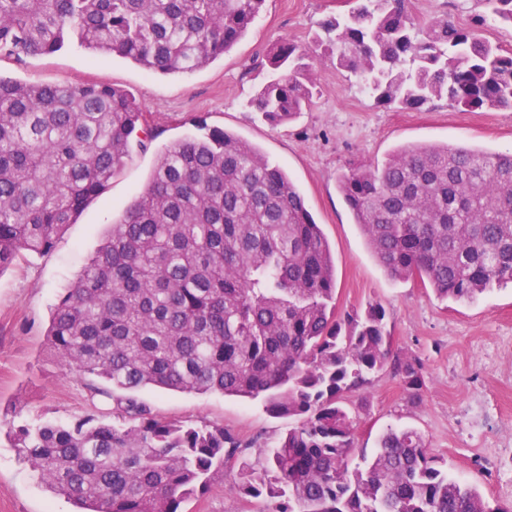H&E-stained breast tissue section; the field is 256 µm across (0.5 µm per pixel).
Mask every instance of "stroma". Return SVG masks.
Instances as JSON below:
<instances>
[{"mask_svg":"<svg viewBox=\"0 0 512 512\" xmlns=\"http://www.w3.org/2000/svg\"><path fill=\"white\" fill-rule=\"evenodd\" d=\"M347 8L346 0H266L261 16L229 53L189 75L151 74L131 60L93 55L75 45L37 58L0 59V76L7 79L126 90L159 130L147 145L132 143L122 171L51 252L27 254L0 270V512H74L70 501L39 480L9 434L39 420L66 424L93 407L111 411L109 399L89 403L88 377L62 369L47 341L50 313L145 187L161 148L202 124L252 143L288 172L336 254L337 311L381 303L393 355L423 365L419 397H410L388 370L348 394L357 447L374 450L390 427L416 429L452 476L488 499L512 504V286L460 304L437 299L421 282L389 279L337 183L349 165L373 166L402 144L512 152V111H471L443 100L390 110L326 60L316 65L310 111L273 123L246 104L271 74L273 41L308 43L321 19ZM137 398L164 420L223 425L248 443L254 456L288 427L260 402L242 398L153 388ZM235 478V468H227L223 481L183 502L181 512H264L265 501L230 492Z\"/></svg>","mask_w":512,"mask_h":512,"instance_id":"1","label":"stroma"}]
</instances>
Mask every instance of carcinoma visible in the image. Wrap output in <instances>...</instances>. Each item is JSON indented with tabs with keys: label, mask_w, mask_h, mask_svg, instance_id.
Masks as SVG:
<instances>
[{
	"label": "carcinoma",
	"mask_w": 512,
	"mask_h": 512,
	"mask_svg": "<svg viewBox=\"0 0 512 512\" xmlns=\"http://www.w3.org/2000/svg\"><path fill=\"white\" fill-rule=\"evenodd\" d=\"M470 24L415 19L404 0H348L311 42L280 38V76L248 101L291 118L315 95L317 50L336 53L377 102L420 108L443 98L471 110L512 109V51L486 39L512 26V0ZM265 0H0V58L77 44L153 74H188L227 53ZM164 146L145 188L112 225L55 305L47 341L65 369L105 380L112 419L18 426L14 447L76 512H181L237 465L231 490L266 512H512L448 472L411 428H389L352 465L344 397L391 365L411 395L423 365L390 359L386 311L337 314L335 264L288 176L256 146L200 127ZM158 136L126 91L0 77V270L49 252L124 165L131 138ZM338 186L378 265L470 303L512 284V154L407 144L379 165H351ZM147 387L260 400L294 421L252 460L210 422L157 418Z\"/></svg>",
	"instance_id": "1"
}]
</instances>
